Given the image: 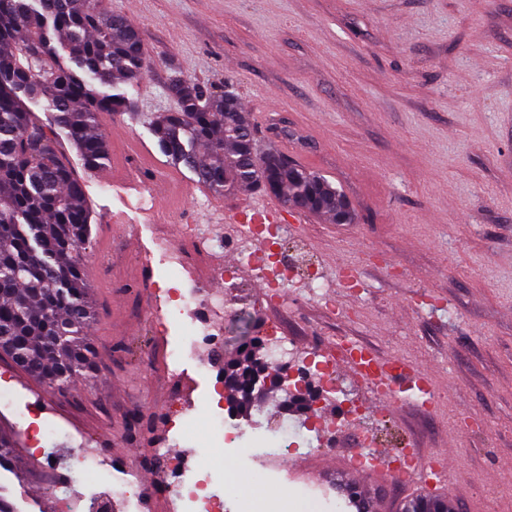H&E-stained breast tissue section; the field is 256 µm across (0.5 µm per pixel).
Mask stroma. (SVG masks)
I'll return each instance as SVG.
<instances>
[{
  "label": "stroma",
  "instance_id": "stroma-1",
  "mask_svg": "<svg viewBox=\"0 0 512 512\" xmlns=\"http://www.w3.org/2000/svg\"><path fill=\"white\" fill-rule=\"evenodd\" d=\"M143 34L147 75L128 88L131 111L113 116L109 161L136 163L135 181H100L71 144L63 152L83 182L90 208L89 279L96 356L89 382L57 391L0 359V428L18 436L14 470H0V495L17 512H57L67 471L49 464L20 431L35 401L60 447L86 442L126 455L130 475L151 486L162 450L190 465H230L224 512H336L322 497L282 500L273 475L281 458H324L321 425L333 401L314 406V422L296 426L287 456L238 439L224 443L213 417L263 429L293 416L272 403L247 415L216 406L214 357L238 349L240 319L276 327L300 356L329 350L336 337L382 356L428 369L438 403L406 402L376 410V392L350 373L341 396L363 402L361 435L431 456L453 449L454 468L440 488L415 475L389 482L382 512L437 493L457 512H512V482L492 481L512 465V0H99ZM213 91L231 87L255 126L259 144L275 138L293 161L343 190L357 219L334 224L296 212L290 237L303 260L279 302H269L259 272L238 251L216 245L211 262L231 269L244 288L224 321L220 355L186 328L204 313L188 307L159 325L170 272L159 238L177 241L178 226L154 223L129 206L154 177L173 174L169 210L189 208L201 223L239 236L241 192H211L162 154L151 113L176 105L172 79ZM152 267L151 282L141 276ZM359 283L349 288L339 268ZM325 278L314 288L311 272ZM178 360H170V352ZM180 421L184 437L170 429Z\"/></svg>",
  "mask_w": 512,
  "mask_h": 512
}]
</instances>
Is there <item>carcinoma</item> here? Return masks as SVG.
<instances>
[{"instance_id": "cac0c4a2", "label": "carcinoma", "mask_w": 512, "mask_h": 512, "mask_svg": "<svg viewBox=\"0 0 512 512\" xmlns=\"http://www.w3.org/2000/svg\"><path fill=\"white\" fill-rule=\"evenodd\" d=\"M147 70L139 29L97 0H0V354L53 389L88 375L92 317L84 258L89 210L57 142L66 138L88 167L99 166L107 156L102 126L127 108L123 86ZM171 92L177 110L153 116L149 125L170 161L213 193L263 186L290 208L334 224L355 221L333 182L273 149H258L240 99L182 80ZM26 99L43 104L52 123L42 124ZM240 336L237 357L224 362L226 399L246 413L254 384L268 380L284 392L285 409L308 416L306 397L269 371L249 326ZM14 459L15 440L0 431V463ZM409 507L454 512L441 496Z\"/></svg>"}]
</instances>
